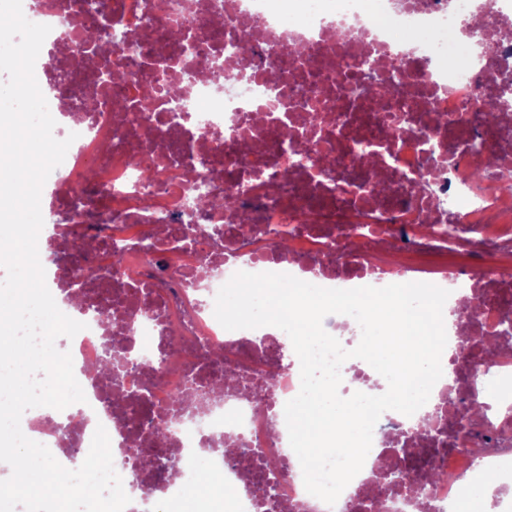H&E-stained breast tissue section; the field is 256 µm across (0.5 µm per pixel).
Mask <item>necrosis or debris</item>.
Masks as SVG:
<instances>
[{
	"instance_id": "obj_1",
	"label": "necrosis or debris",
	"mask_w": 512,
	"mask_h": 512,
	"mask_svg": "<svg viewBox=\"0 0 512 512\" xmlns=\"http://www.w3.org/2000/svg\"><path fill=\"white\" fill-rule=\"evenodd\" d=\"M57 2L22 9L50 26L43 69L68 72L53 97L80 125L59 200L100 246L87 257L95 280L75 266L58 278L61 295L80 298L85 328L69 351L86 401L31 418L32 440L74 465L104 426L120 450L125 512L181 504L200 457L235 487L231 512H457L482 482L492 512H512V438L496 429L512 357L462 354L496 335L512 298V193L475 181L480 159L466 148L484 140L512 171V114L488 137L477 110L512 77V0H112L107 12L70 16V0ZM110 32L125 78L102 103L98 64L74 57L86 36ZM489 44L497 57L484 56ZM181 105L194 121L174 118ZM120 129L158 162L152 181L131 165ZM207 192L240 202L213 211L197 202ZM114 248L136 258L128 274L110 272ZM434 253L468 264L420 265ZM239 271L339 288L427 282L449 290L452 316L481 306L452 334L446 382L412 416H380L335 505L306 491L289 444L284 406L300 370L280 357L282 330L232 332L214 316ZM109 339L138 359L116 388L95 372ZM475 393L487 418L459 435ZM271 473L275 501L261 480Z\"/></svg>"
}]
</instances>
